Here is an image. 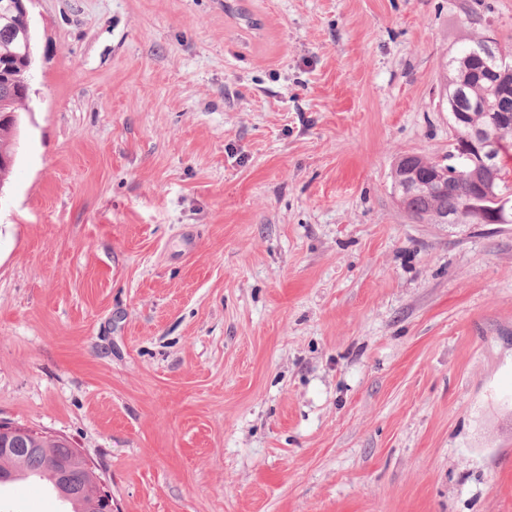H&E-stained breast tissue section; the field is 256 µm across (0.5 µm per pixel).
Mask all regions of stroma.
<instances>
[{"label": "stroma", "mask_w": 512, "mask_h": 512, "mask_svg": "<svg viewBox=\"0 0 512 512\" xmlns=\"http://www.w3.org/2000/svg\"><path fill=\"white\" fill-rule=\"evenodd\" d=\"M247 2L30 0L0 422L69 440L114 512H512V224L392 187L512 0Z\"/></svg>", "instance_id": "obj_1"}]
</instances>
